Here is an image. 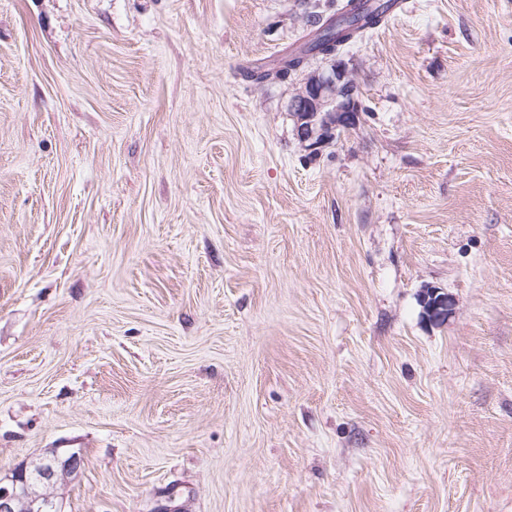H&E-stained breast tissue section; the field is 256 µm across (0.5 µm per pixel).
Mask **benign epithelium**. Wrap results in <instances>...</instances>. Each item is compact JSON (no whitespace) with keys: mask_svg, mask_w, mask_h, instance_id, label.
I'll return each instance as SVG.
<instances>
[{"mask_svg":"<svg viewBox=\"0 0 512 512\" xmlns=\"http://www.w3.org/2000/svg\"><path fill=\"white\" fill-rule=\"evenodd\" d=\"M322 58L328 67L304 71L290 103L295 136L310 155H318L346 129L359 122L360 108L356 99L357 81L346 64L327 52ZM455 301L437 291L424 299L429 317L448 316ZM82 458L53 448L35 465L36 482L30 480V469L21 467L0 480V512H59L58 503L36 491V486H54L61 478L78 473Z\"/></svg>","mask_w":512,"mask_h":512,"instance_id":"obj_1","label":"benign epithelium"}]
</instances>
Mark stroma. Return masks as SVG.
I'll use <instances>...</instances> for the list:
<instances>
[{"mask_svg": "<svg viewBox=\"0 0 512 512\" xmlns=\"http://www.w3.org/2000/svg\"><path fill=\"white\" fill-rule=\"evenodd\" d=\"M342 0H0V478L62 512H512V0H403L321 155L258 85ZM435 288L456 301L434 321ZM53 448L34 465L36 482L30 480V468L21 467L10 476L0 480V512H57L58 503L36 491L37 485L44 488L54 486L61 478L77 474L83 460Z\"/></svg>", "mask_w": 512, "mask_h": 512, "instance_id": "35a3bbf8", "label": "stroma"}]
</instances>
